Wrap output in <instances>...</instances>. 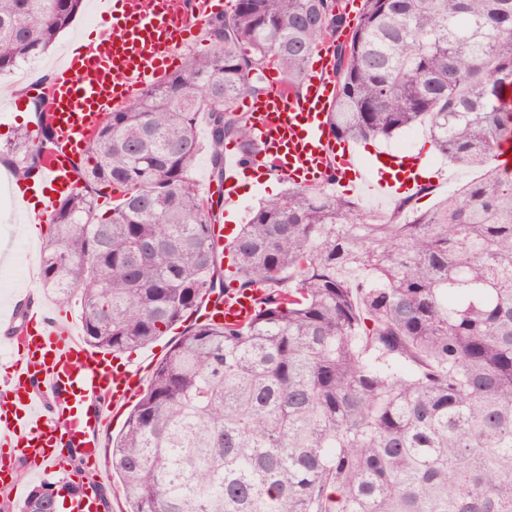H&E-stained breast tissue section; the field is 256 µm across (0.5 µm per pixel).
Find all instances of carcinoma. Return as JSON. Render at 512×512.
<instances>
[{
  "label": "carcinoma",
  "instance_id": "carcinoma-1",
  "mask_svg": "<svg viewBox=\"0 0 512 512\" xmlns=\"http://www.w3.org/2000/svg\"><path fill=\"white\" fill-rule=\"evenodd\" d=\"M82 0H0V74L37 59ZM349 24L343 0H235L207 21L211 51L109 113L41 258L42 286L80 300L85 342L121 355L167 335L226 288L217 213L189 172L209 126L256 145L245 93L275 66L300 95L316 49ZM331 131L428 127L436 152L482 171L436 207L374 214L328 185L261 201L229 242L241 326L194 324L156 364L111 464L128 512H512V0H364L336 44ZM53 142L7 153L31 175ZM118 199L99 212L97 191ZM35 486L20 512H60Z\"/></svg>",
  "mask_w": 512,
  "mask_h": 512
}]
</instances>
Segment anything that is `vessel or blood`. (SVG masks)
<instances>
[{"label": "vessel or blood", "mask_w": 512, "mask_h": 512, "mask_svg": "<svg viewBox=\"0 0 512 512\" xmlns=\"http://www.w3.org/2000/svg\"><path fill=\"white\" fill-rule=\"evenodd\" d=\"M215 7V0H98L103 30L72 47L45 93L55 137L37 179L26 186L38 202L35 223H43L76 188L89 136L106 114L177 66L180 48ZM335 72L332 52L319 51L302 97L289 92L274 71L266 76L264 94L242 95L238 108L251 119L258 151L246 164L237 144L226 143L224 176L209 184V197L234 205L246 169L307 187L324 184L329 170L344 169L354 172L368 194L416 191L418 181L390 183L374 176L371 165L355 154L340 153L329 126ZM255 303V297L230 289L217 291L205 296L197 318L240 325L253 315ZM6 324L16 327L11 318ZM16 329L5 346L9 366L0 372V447L13 452L11 462L0 464V487L14 493L19 490L15 461H44L56 448H79L95 459L113 415L140 381L117 357L87 347L71 321L45 316L39 324ZM106 479L104 469L93 470L81 494L82 512H94L96 491Z\"/></svg>", "instance_id": "obj_1"}]
</instances>
